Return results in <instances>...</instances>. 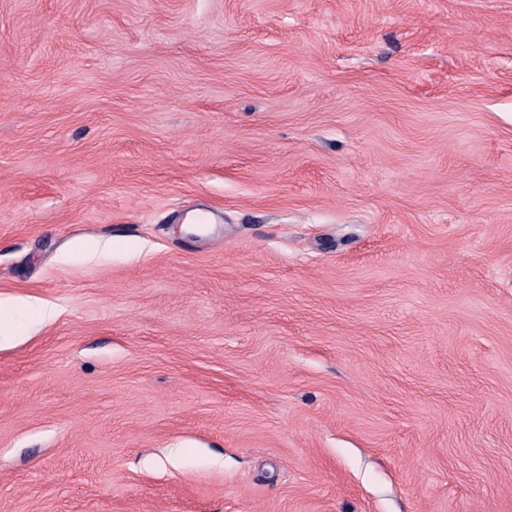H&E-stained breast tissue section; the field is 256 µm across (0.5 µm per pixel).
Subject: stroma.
I'll list each match as a JSON object with an SVG mask.
<instances>
[{"instance_id":"1","label":"stroma","mask_w":512,"mask_h":512,"mask_svg":"<svg viewBox=\"0 0 512 512\" xmlns=\"http://www.w3.org/2000/svg\"><path fill=\"white\" fill-rule=\"evenodd\" d=\"M0 322V512H512V0H0Z\"/></svg>"}]
</instances>
